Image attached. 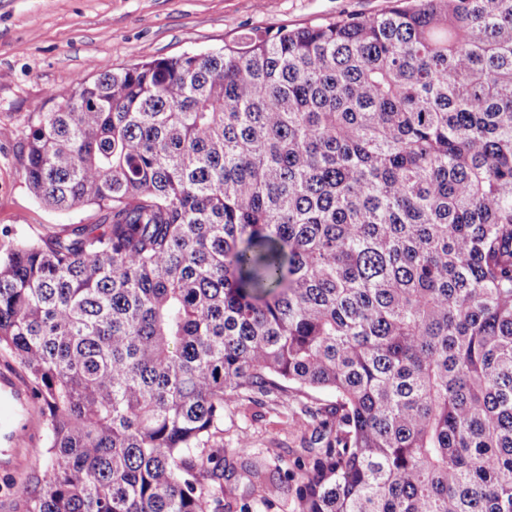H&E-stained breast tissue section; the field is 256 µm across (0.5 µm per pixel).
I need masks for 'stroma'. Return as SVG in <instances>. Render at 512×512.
<instances>
[{"label":"stroma","mask_w":512,"mask_h":512,"mask_svg":"<svg viewBox=\"0 0 512 512\" xmlns=\"http://www.w3.org/2000/svg\"><path fill=\"white\" fill-rule=\"evenodd\" d=\"M386 0H0V225L30 233L92 224V207L58 211L40 203L22 178L32 119L69 97L78 78H96L137 61L218 51L246 28L269 32L326 24L348 14H375ZM28 442L0 470V512H16L41 472L36 455L45 424L38 407L22 410ZM302 432L286 409L231 403L211 445L225 458L271 457L299 448Z\"/></svg>","instance_id":"obj_1"}]
</instances>
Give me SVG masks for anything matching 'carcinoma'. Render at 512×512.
Returning a JSON list of instances; mask_svg holds the SVG:
<instances>
[{"instance_id":"obj_1","label":"carcinoma","mask_w":512,"mask_h":512,"mask_svg":"<svg viewBox=\"0 0 512 512\" xmlns=\"http://www.w3.org/2000/svg\"><path fill=\"white\" fill-rule=\"evenodd\" d=\"M0 228V354L45 421L20 512H512V0L379 13L76 81ZM334 399L323 401L314 392ZM309 434L208 449L224 404Z\"/></svg>"}]
</instances>
